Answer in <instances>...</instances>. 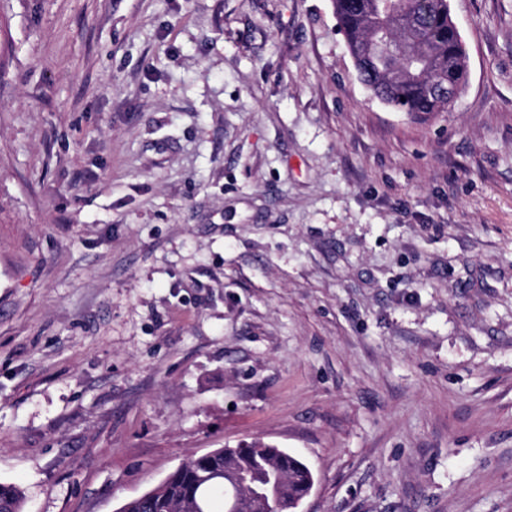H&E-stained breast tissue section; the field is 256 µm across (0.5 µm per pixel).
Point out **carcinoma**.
Here are the masks:
<instances>
[{"mask_svg":"<svg viewBox=\"0 0 512 512\" xmlns=\"http://www.w3.org/2000/svg\"><path fill=\"white\" fill-rule=\"evenodd\" d=\"M333 7L356 76L372 98L416 119L451 111L467 81L468 55L448 0H333ZM255 448L252 442L215 448L206 458L192 456L119 512H219L226 497L224 471L247 473L263 485L269 469L279 476L270 504L286 502L288 512H295L314 484L312 470L282 448ZM23 505L19 487L0 483V512H23Z\"/></svg>","mask_w":512,"mask_h":512,"instance_id":"obj_1","label":"carcinoma"}]
</instances>
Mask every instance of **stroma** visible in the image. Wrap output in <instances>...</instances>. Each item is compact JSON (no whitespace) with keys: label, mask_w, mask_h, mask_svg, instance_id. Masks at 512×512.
<instances>
[{"label":"stroma","mask_w":512,"mask_h":512,"mask_svg":"<svg viewBox=\"0 0 512 512\" xmlns=\"http://www.w3.org/2000/svg\"><path fill=\"white\" fill-rule=\"evenodd\" d=\"M451 111L332 0H0V483L118 512L261 441L298 512H512V0Z\"/></svg>","instance_id":"obj_1"}]
</instances>
